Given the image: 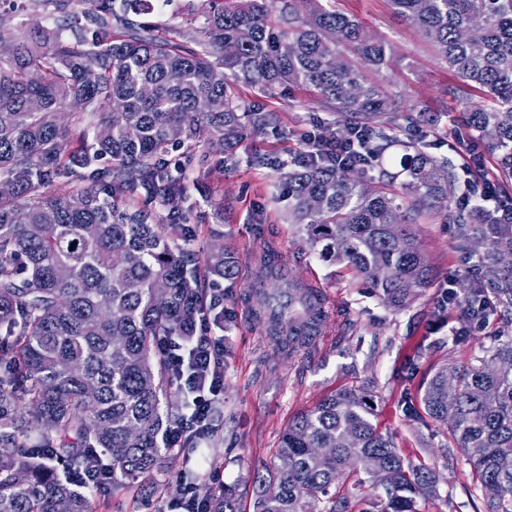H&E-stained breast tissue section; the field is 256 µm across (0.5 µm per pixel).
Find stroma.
Returning <instances> with one entry per match:
<instances>
[{
    "label": "stroma",
    "instance_id": "stroma-1",
    "mask_svg": "<svg viewBox=\"0 0 512 512\" xmlns=\"http://www.w3.org/2000/svg\"><path fill=\"white\" fill-rule=\"evenodd\" d=\"M328 2L392 43L398 55L395 90L435 117L434 125L423 128L421 149L461 164L468 131L450 93L457 83L453 74L413 26L393 15L388 0ZM240 93L259 111L276 113L278 127L246 132L230 147L198 143L194 153L200 165L184 182L188 202L200 218L196 249H205L210 231L219 230L237 265L235 279L219 283L223 309L209 315L212 334L224 338L223 421L202 443L200 454L207 464L193 470L198 491L208 495L221 484L234 486L241 512H252V474L272 461L289 421L342 388L365 387L374 396L382 432L392 436L404 456L425 463L437 475V493L420 502L421 512H482L472 491L471 469L449 447L445 430L411 421L400 399L424 387L447 359H474L491 336L512 333V312L492 316L467 344L451 346L461 310L442 307L440 285L464 279L477 286V256L471 244L458 238L455 224L441 215L415 228L436 283L406 309L386 306L344 264L322 261L288 223L281 196L283 176L303 150L301 134L335 135L334 116L305 91L286 99L264 97L245 86ZM269 248L280 256L290 279L323 294L326 316L309 343L281 345L257 315L263 293L271 289L260 264ZM212 466L223 472V483L210 480ZM188 471L185 453L168 450L158 477L161 494L145 497L139 484L131 482L109 486L98 491L96 512H165L181 498Z\"/></svg>",
    "mask_w": 512,
    "mask_h": 512
}]
</instances>
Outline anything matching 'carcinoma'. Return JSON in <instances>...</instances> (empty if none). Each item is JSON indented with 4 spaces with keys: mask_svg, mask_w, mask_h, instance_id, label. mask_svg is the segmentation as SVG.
<instances>
[{
    "mask_svg": "<svg viewBox=\"0 0 512 512\" xmlns=\"http://www.w3.org/2000/svg\"><path fill=\"white\" fill-rule=\"evenodd\" d=\"M74 0H26V25L0 26V512H95V489L61 477L84 472L89 452L112 463V483L159 491L164 437L180 422L159 346L190 337L205 283L232 280L235 258L215 233L203 257L183 173L164 156L205 136L235 143L263 131L239 85L262 94H317L337 114L339 135L369 130L364 150L379 165L403 147L402 170L369 180L320 157L288 172L287 212L325 261L342 262L394 309L434 282L414 225L444 214L463 240L484 243L477 267L490 291L448 293L468 324L512 305V223L465 206L455 167L397 139L406 106L389 91L393 46L322 0H205L201 27L149 28L153 0H90L63 40L42 27L51 6L68 18ZM393 13L461 82L453 94L484 140L499 175L512 180V0H388ZM68 86L81 110L61 116ZM478 96L482 102H473ZM41 108L33 111L28 101ZM61 183L65 192H41ZM165 209L160 215L156 205ZM264 295L271 336L303 344L322 320L319 295L288 279L269 253ZM405 414L446 427L472 469L485 512H512V336L473 363L449 362ZM286 456L288 469L278 461ZM254 512H419L436 476L403 456L380 430L372 395L348 387L293 418L274 460L254 475ZM210 512H238L234 491Z\"/></svg>",
    "mask_w": 512,
    "mask_h": 512,
    "instance_id": "cac0c4a2",
    "label": "carcinoma"
}]
</instances>
